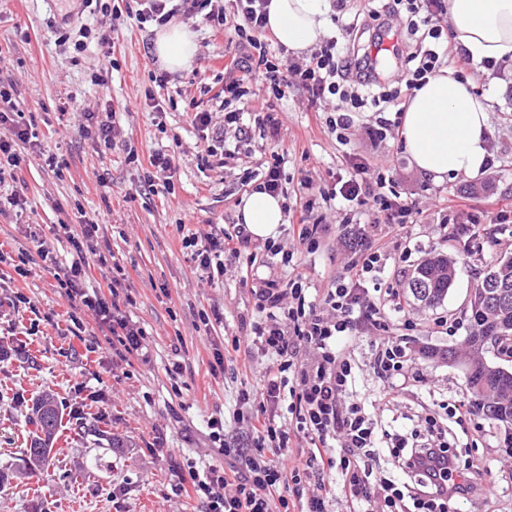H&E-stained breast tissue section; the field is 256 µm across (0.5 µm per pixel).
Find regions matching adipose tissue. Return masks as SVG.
Masks as SVG:
<instances>
[{"mask_svg": "<svg viewBox=\"0 0 512 512\" xmlns=\"http://www.w3.org/2000/svg\"><path fill=\"white\" fill-rule=\"evenodd\" d=\"M453 42L473 63L512 64V0H446ZM331 0H271L269 27L295 54L319 44L330 25ZM155 52L169 71L189 69L197 56V36L174 24L159 29ZM490 103L472 90L457 69L443 67L415 90L402 116L401 135L412 166L439 182L459 175L482 177L490 161ZM237 218L252 239L276 238L284 222L282 197L257 190L245 196Z\"/></svg>", "mask_w": 512, "mask_h": 512, "instance_id": "1", "label": "adipose tissue"}]
</instances>
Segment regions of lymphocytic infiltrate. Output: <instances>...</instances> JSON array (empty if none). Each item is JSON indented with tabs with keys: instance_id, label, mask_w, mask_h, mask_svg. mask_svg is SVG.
I'll use <instances>...</instances> for the list:
<instances>
[{
	"instance_id": "f902f5d3",
	"label": "lymphocytic infiltrate",
	"mask_w": 512,
	"mask_h": 512,
	"mask_svg": "<svg viewBox=\"0 0 512 512\" xmlns=\"http://www.w3.org/2000/svg\"><path fill=\"white\" fill-rule=\"evenodd\" d=\"M139 23L166 25L182 15L199 18L213 31L233 29L236 51L224 64L221 104L212 111L190 102L191 123L206 148L199 157L210 166L214 157L236 158L248 139L242 104L256 95L254 82L263 78L267 93L283 99L288 88L305 91L310 107L325 113V124L339 145L350 144L354 112L371 105L385 112L373 135L386 139L398 128L389 113H402L409 95L425 84L450 57L445 0H370L368 17L385 12L405 15L416 41L405 58L403 88L377 90L371 72H360L349 83L359 51L351 43L357 22L342 25L340 36L323 42L302 60L287 62L273 57L274 36L268 27L270 0H137ZM234 126L236 148L226 146L224 130ZM44 157L56 167L55 156L44 154L38 135L25 118L14 86L0 83V182L20 167L23 155ZM345 177L321 191L320 200L336 202V214L349 225L357 250L321 299L310 296L304 274L280 282L275 274L257 279L251 293L255 306L245 336L233 337V349L260 354L268 366L256 387L241 395L242 403L255 404L246 418L239 448L245 470L214 464L190 467L189 485H176L175 494L193 493L199 512H330L333 486L341 475L352 504L351 512H448L450 502L474 486L480 467L460 462L455 451L454 426L464 425L470 411L464 404L446 406L444 414L426 415V428L411 435L380 436L377 418L366 414L352 399L355 365L346 348L353 332L366 330L374 337L373 374L382 384L380 406H389L400 392L421 383L423 377L410 350L395 335L398 314L405 307L393 281L384 276L392 249L401 261L409 250L400 249L398 236L412 206L397 203L382 168L349 158ZM367 206L373 223L355 222L353 213ZM99 224L86 219L80 232L64 228L67 260L41 250L44 267L53 274L73 308L94 313L107 333L109 347L134 354L143 349L145 328L123 313L116 300L120 279L108 287L92 284L89 254L95 253ZM251 242L244 225L221 230L198 240L183 236L200 279L214 283L224 275L225 258H240ZM302 437L307 449L291 459L292 436ZM386 445L409 482L395 484L368 480L369 460L379 445Z\"/></svg>"
}]
</instances>
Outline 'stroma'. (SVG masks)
<instances>
[{"mask_svg":"<svg viewBox=\"0 0 512 512\" xmlns=\"http://www.w3.org/2000/svg\"><path fill=\"white\" fill-rule=\"evenodd\" d=\"M111 6L112 15L104 18L84 11L81 0H0V79L13 83L26 119L35 123L45 150L62 164L56 172L29 159L0 185L1 194L16 193L26 200L22 212L0 216V249L27 248L31 270L24 279L14 276L11 267L0 270L5 274L0 281V340L19 339L26 346L25 354L0 359V472H10L27 444V413L36 395L54 392L68 415L48 472L22 480L10 477L0 486V512H193L195 501L173 492L190 464L244 467L236 443L235 415L242 409L238 394L266 361L229 351L224 372L212 373L211 366L214 345L240 334L242 316L254 307L243 283L247 264L225 261L222 284L201 282L181 238L186 231L202 238L237 224L244 168L258 167L274 152L284 158L285 203L291 208L309 195L303 181L333 188L347 166L346 154L371 165L386 160L397 191L419 210L415 223L401 232L412 261L439 252L456 262L455 283L441 305L429 309L405 303L406 317L415 325L411 347L425 382L384 411L383 429L408 433L422 410L437 411L445 402L470 404L464 368L425 357L421 350L461 345L476 284L491 265L512 257V238L499 235L497 225H477L466 243L449 237L442 224L459 206L474 214L503 211L512 216V68L481 69L460 54L450 61L477 94L490 100L491 164L484 179L492 187L484 193H473V180L464 176L436 183L419 175L400 138L369 139L365 130L380 117L374 108L361 112L349 145L337 144L326 125L308 112L306 94L295 89L279 103V138L251 127L248 162L231 160L206 168L198 160L200 141L187 106L192 100L208 102V87L223 77L227 37L194 25L199 51L193 66L156 89L149 79L150 71L160 66L153 50L155 27L132 19L135 0H112ZM63 23L72 30L86 24L112 28L114 67L106 83L94 85L88 79L100 47L93 44L78 54L72 45H59L57 27ZM149 89L165 102L163 118L144 104ZM108 103L117 108L118 136L115 148L104 153L83 131L80 112H98ZM131 148L137 160L128 159ZM158 150L176 160L169 193L145 182L144 163ZM83 213L102 226L97 245L102 261L91 269L96 282H110L116 265L127 274L119 298L131 301L133 319L148 331L140 353L121 355L109 348L89 352L92 337L101 333L97 319L88 312L82 314L81 326H74L67 297L43 268L38 248L60 250L57 225L78 224ZM344 233L341 224H324L321 246L313 251L293 243L291 224L280 225L278 238L293 244L295 255L291 266L278 267V275L286 278L299 271L318 291L332 287L350 258ZM215 310L221 322L201 329L200 315ZM441 317L457 323L455 335L433 333V323ZM176 363L182 372L173 377L169 370ZM76 410L122 438L123 447L78 436L70 418ZM214 418L224 422L223 452L209 437L208 422ZM503 439V428L478 412L458 432V453L489 463L488 478L499 492L491 498L473 492L456 503V512H512V453L503 448Z\"/></svg>","mask_w":512,"mask_h":512,"instance_id":"1","label":"stroma"}]
</instances>
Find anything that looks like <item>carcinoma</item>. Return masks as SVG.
I'll use <instances>...</instances> for the list:
<instances>
[{
  "instance_id": "obj_1",
  "label": "carcinoma",
  "mask_w": 512,
  "mask_h": 512,
  "mask_svg": "<svg viewBox=\"0 0 512 512\" xmlns=\"http://www.w3.org/2000/svg\"><path fill=\"white\" fill-rule=\"evenodd\" d=\"M455 261L438 254L422 260L408 283V293L424 307H435L448 295L455 279ZM488 336H512V257L493 264L475 288L470 329L464 349L475 346ZM468 386H481L488 392L478 410L488 419L505 424L512 420V374L478 368L466 373ZM29 420L36 424L22 459L21 476L41 471L48 464L54 441L62 427L63 408L55 395L46 391L32 402ZM80 431L106 441L111 448L122 447V440L90 423Z\"/></svg>"
}]
</instances>
